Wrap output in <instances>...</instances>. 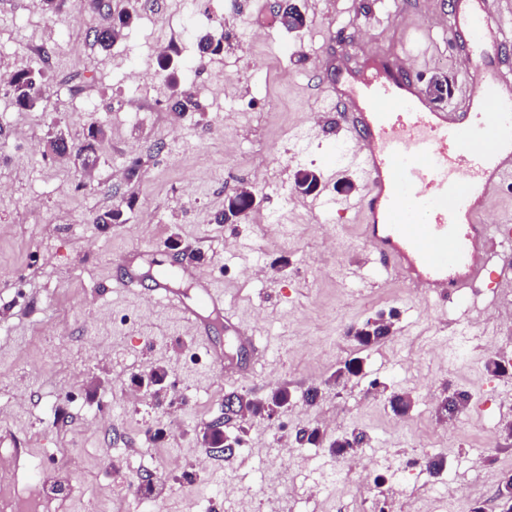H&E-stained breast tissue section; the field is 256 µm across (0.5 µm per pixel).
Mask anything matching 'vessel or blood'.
<instances>
[{
	"label": "vessel or blood",
	"mask_w": 512,
	"mask_h": 512,
	"mask_svg": "<svg viewBox=\"0 0 512 512\" xmlns=\"http://www.w3.org/2000/svg\"><path fill=\"white\" fill-rule=\"evenodd\" d=\"M448 34L466 46L473 85L452 107L426 97L403 64L400 46L377 56L357 48L326 70L330 109L349 141L344 158L366 185L351 205L357 236L386 277L456 304L495 276L489 243L501 229L484 223L483 215L512 175V71L501 66L512 38L493 20L486 0H457ZM175 278L191 283L192 298L172 288ZM149 290L194 330L201 310L219 312L251 360L240 364L215 352L212 366L228 378L252 370L261 351L227 311L223 286L182 263L171 275L153 278Z\"/></svg>",
	"instance_id": "1"
}]
</instances>
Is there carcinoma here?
<instances>
[{"mask_svg":"<svg viewBox=\"0 0 512 512\" xmlns=\"http://www.w3.org/2000/svg\"><path fill=\"white\" fill-rule=\"evenodd\" d=\"M90 6L107 14V23L93 31V42L106 49L110 47L122 32L129 28L137 17L133 10H123L118 13L112 12V2L110 0H90ZM278 18L280 25L289 32H297L306 25V19L300 12L297 5L288 3L286 0H280L278 11L274 13ZM44 80L43 77L32 71L26 66H21L13 71L10 81V91L15 105L20 110H30L34 108L43 95ZM175 111L197 112L199 111V101L189 90H180L174 92ZM105 132L99 127L89 130L83 144L77 146L68 138L54 136L48 141L50 152L59 157L67 158L72 152L95 153V144L103 139ZM241 197L237 196L227 202L216 217L219 224H234L238 222L236 217L237 204ZM133 201H128L126 206L116 205L106 211L97 214L94 222L97 224H122L124 223V208H132ZM393 322L391 319L382 315L375 319L368 320L358 327H351L347 330L346 336L362 348L375 346L385 341L391 334ZM363 370L362 359L354 357L344 361V363L334 372L331 380L338 384L350 377L359 375ZM168 370L157 365L150 368L145 374L146 384L155 387V395H160ZM296 395L288 387L281 386L272 390L264 397H250L248 395L231 391L224 396V416L212 421L203 428L200 443L207 448L208 452L215 457L221 458L228 450V444L234 442L240 443V440L226 437L225 428L231 421L242 419L246 416H266L269 417L280 409L288 407L294 402ZM470 400V395L466 392H454L445 397L438 404V414L448 420L453 419L459 410ZM389 403L396 413L408 411L412 405V398L405 391H394L390 394ZM366 435L362 432L350 436L343 435L332 440L328 448L334 454L341 456L344 453L359 447L365 440ZM496 500L498 512H512V474L502 476L498 483Z\"/></svg>","mask_w":512,"mask_h":512,"instance_id":"1","label":"carcinoma"}]
</instances>
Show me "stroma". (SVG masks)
Returning <instances> with one entry per match:
<instances>
[{
  "instance_id": "35a3bbf8",
  "label": "stroma",
  "mask_w": 512,
  "mask_h": 512,
  "mask_svg": "<svg viewBox=\"0 0 512 512\" xmlns=\"http://www.w3.org/2000/svg\"><path fill=\"white\" fill-rule=\"evenodd\" d=\"M139 16L115 46L121 59L95 46L90 33L105 22L95 11L74 17L30 9L28 0H0V55L47 77L44 98L21 112L0 88V454L22 449L39 461L46 491L67 512H233L240 489L250 512H356L359 502H382L384 480L408 479L390 512H495L502 475L512 472V442L503 428L512 418V321H501L485 296L475 300L476 338L465 341L457 307L383 280L368 247L355 234L353 212L312 208V196L292 193L297 169L321 176L320 196H335L338 180L354 184L347 201L363 195L361 175L338 158L345 144L335 113L325 111L328 56L361 45L371 55L406 43L420 81L444 73L455 87L466 81L448 39L454 0H296L307 25L295 33L275 27L253 52L225 46L214 62L232 86L219 112L171 110L173 88L207 82L193 49L214 14L233 33L272 19L268 0H162ZM184 41L172 63L145 94L155 111L131 120L126 101L130 73L160 71L157 46L171 31ZM80 74L81 96L65 77ZM106 131L96 163L84 172L45 151L61 130L80 142L89 126ZM140 162L137 179L127 168ZM256 187L260 203L238 224H218L227 196ZM134 197L125 221L96 224L102 210ZM180 241L203 253L199 268L227 287V306L267 347L254 374L228 382L211 366L210 348L233 351L231 333L202 341L163 301L113 287L115 258L135 249H166ZM287 267H279V259ZM266 273L251 276L254 263ZM396 311L392 335L365 351L364 374L347 383L329 377L356 349L348 327ZM461 348L448 367L442 349ZM509 363L506 374L486 369L488 358ZM155 364L168 369L182 399L176 408L130 403L132 378ZM320 386L316 406L295 402L272 419L231 429L241 448L227 460H209L197 434L223 416L229 391L264 396L279 386ZM468 391L466 418L445 431L436 401ZM410 393L413 406L395 415L390 391ZM332 422L326 439L366 433L358 453L366 468L343 487L323 486L336 456L322 445H300L302 427ZM445 454L443 474L407 475L406 462ZM483 462V480L471 482L470 459ZM164 483L161 496L136 492V471ZM462 490L441 493L447 480ZM111 486L112 496L100 495Z\"/></svg>"
}]
</instances>
